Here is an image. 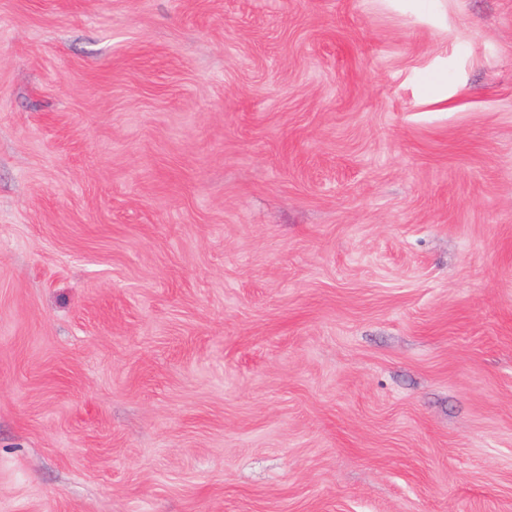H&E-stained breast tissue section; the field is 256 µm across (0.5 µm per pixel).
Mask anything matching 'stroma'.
<instances>
[{
	"mask_svg": "<svg viewBox=\"0 0 512 512\" xmlns=\"http://www.w3.org/2000/svg\"><path fill=\"white\" fill-rule=\"evenodd\" d=\"M0 512H512V0H0Z\"/></svg>",
	"mask_w": 512,
	"mask_h": 512,
	"instance_id": "1",
	"label": "stroma"
}]
</instances>
